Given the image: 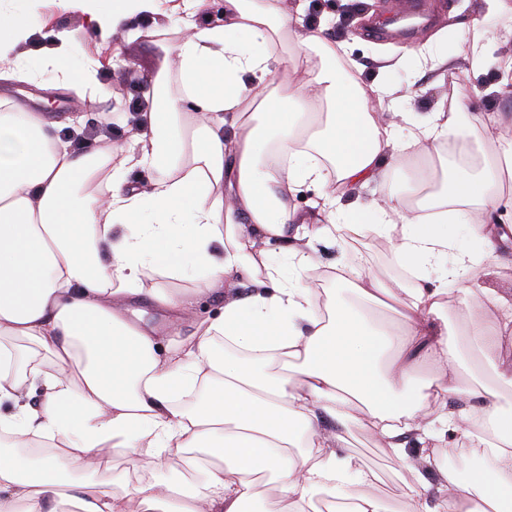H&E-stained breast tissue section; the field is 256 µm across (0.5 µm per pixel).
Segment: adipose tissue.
Listing matches in <instances>:
<instances>
[{"mask_svg": "<svg viewBox=\"0 0 512 512\" xmlns=\"http://www.w3.org/2000/svg\"><path fill=\"white\" fill-rule=\"evenodd\" d=\"M25 0H0V80L24 81L54 66L79 95L95 69L75 74L63 62L68 32L25 58L33 33ZM80 13L87 31L104 36L141 14L200 13L207 0H55ZM303 7L282 0H225L224 21L196 28L176 47L181 93L163 96L157 75L140 114L135 151L105 146L72 150L57 125L38 112H0V512H249L263 485L275 484L273 512H314L317 503L348 512H389L362 494L371 481L354 455L337 456L341 438L321 422L357 421L394 453L405 439L429 442L444 497L415 495L413 512H512V414L500 412L496 385L473 396L494 428L488 441L454 414H430L444 402L448 375L465 365L448 327L447 288H408L399 281L356 279L349 298L302 282L314 264L315 236H332L351 222L340 201L350 186L402 169L410 160L442 157L446 143L492 136L503 118L479 116L457 103L426 116L402 115L403 142L384 115L398 89L365 87L339 70V43L304 24ZM148 167L139 189L126 175ZM319 185L315 231L293 232L300 217L287 195L301 183ZM512 200V140L486 156L480 174L452 171L439 191L418 204L386 191L366 206L365 229L386 234L395 260L410 272L447 251L456 260L450 281L464 300H478L471 333L494 352L496 336L512 329V298L462 278L482 260L499 263L506 235L493 221ZM480 239L481 257L465 240ZM281 240L287 266L268 261L258 243ZM161 270L173 278L204 273L192 290L148 281ZM246 275L252 291L225 296V280ZM224 306L219 318L191 321L201 296ZM389 298L404 312L402 347L387 357L389 327L365 304ZM160 310L163 326L145 322L143 303ZM499 317L490 320L488 309ZM186 344L160 352L161 334ZM50 354L17 358L6 337ZM433 378L407 390L419 366ZM40 390L38 403L25 401ZM197 393L182 406L181 397ZM487 448L482 480L463 483L441 466L436 449L447 431ZM45 448L37 462L20 449ZM147 453L133 476L95 480L112 467V451ZM185 453L193 478L159 484L152 473L172 451Z\"/></svg>", "mask_w": 512, "mask_h": 512, "instance_id": "adipose-tissue-1", "label": "adipose tissue"}]
</instances>
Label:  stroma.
<instances>
[{"instance_id": "1", "label": "stroma", "mask_w": 512, "mask_h": 512, "mask_svg": "<svg viewBox=\"0 0 512 512\" xmlns=\"http://www.w3.org/2000/svg\"><path fill=\"white\" fill-rule=\"evenodd\" d=\"M429 17L416 37L379 39L370 33L375 23L399 13L400 0H306V25L325 24L330 39L345 43L349 56L356 63L353 70L366 86L388 84L397 88L412 87L418 94L406 102V110L426 114L450 107L456 100L451 84L463 82L469 88L467 100L476 113L512 115V93L488 95L489 86L500 79L498 60L512 58V41H493L496 62L482 69L472 68L471 35L467 24L483 13V0H422ZM224 0H208L206 9L194 17L167 19L157 15H136L124 30L110 38L86 32L81 15L63 12L50 0H35L26 14L37 45L48 46L56 32L69 31L73 51L69 65L83 69L97 65L95 113L85 111V99L62 85L53 68L44 67L25 82H0V98L9 97L24 109L46 113L49 119L61 121L60 136L71 141L79 151H90L109 143L130 146L139 113L147 107L144 91L149 79L169 70L174 48L180 42L186 25H206L221 17ZM433 52L449 58L447 71L424 70L416 54L423 44ZM507 240L499 242L502 263L480 265L477 269L487 287L512 297V206L501 205L496 213ZM319 262L311 271L321 287L336 288L337 274L356 272L382 281L404 280L409 287H434L444 284L449 265L455 261L448 255L427 266L421 278L414 279L395 261L386 238L365 233L345 239L325 237L315 244ZM497 355L486 356L471 349L468 369L449 377L447 406L452 410L478 411L479 403L470 394L477 383H494L493 366L499 359L512 361V335L502 336ZM335 431L345 443L342 451L357 456L377 474L366 492L386 502L391 512H410L416 473H423L429 482L431 496H438L440 477L436 468L426 461L427 451L421 443L409 440L405 456H396L371 433L351 423L336 425Z\"/></svg>"}]
</instances>
